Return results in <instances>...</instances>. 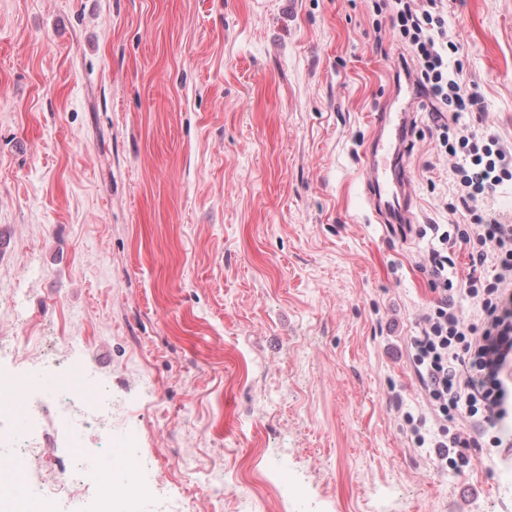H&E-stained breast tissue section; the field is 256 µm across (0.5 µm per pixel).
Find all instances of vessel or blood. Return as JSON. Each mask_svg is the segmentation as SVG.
Listing matches in <instances>:
<instances>
[{
	"label": "vessel or blood",
	"mask_w": 512,
	"mask_h": 512,
	"mask_svg": "<svg viewBox=\"0 0 512 512\" xmlns=\"http://www.w3.org/2000/svg\"><path fill=\"white\" fill-rule=\"evenodd\" d=\"M376 130L364 155L362 173L374 217L379 223L410 221L411 184L402 164V149L413 124L406 109L377 113Z\"/></svg>",
	"instance_id": "b4317fda"
}]
</instances>
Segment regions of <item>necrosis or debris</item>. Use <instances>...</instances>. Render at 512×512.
<instances>
[{"label": "necrosis or debris", "mask_w": 512, "mask_h": 512, "mask_svg": "<svg viewBox=\"0 0 512 512\" xmlns=\"http://www.w3.org/2000/svg\"><path fill=\"white\" fill-rule=\"evenodd\" d=\"M31 370L0 368V446L6 450L0 458V480L18 483L25 497L41 498L52 512H96L86 497L87 486L95 475L93 466L99 456L121 454L125 473L112 483L101 485L103 495L111 497L122 512H135L141 502H155V512H194L190 496L158 497L147 473L158 462L144 456L130 432H116L112 425L115 404L112 390L99 381H83L79 371L69 370L57 376L52 391L43 394L39 409H31L29 393L36 387ZM24 417L25 433L14 430L15 417ZM52 421L59 430L82 431L93 437L96 453L74 449L69 462L51 478L42 475L49 450L41 433L43 421Z\"/></svg>", "instance_id": "1"}]
</instances>
